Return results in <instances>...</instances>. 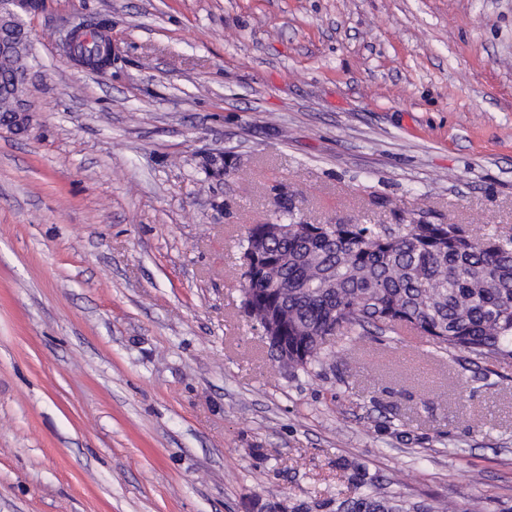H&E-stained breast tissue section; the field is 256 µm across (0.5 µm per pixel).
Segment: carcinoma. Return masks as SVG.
Instances as JSON below:
<instances>
[{
  "instance_id": "cac0c4a2",
  "label": "carcinoma",
  "mask_w": 512,
  "mask_h": 512,
  "mask_svg": "<svg viewBox=\"0 0 512 512\" xmlns=\"http://www.w3.org/2000/svg\"><path fill=\"white\" fill-rule=\"evenodd\" d=\"M251 285L258 326L278 319L269 342L288 370L329 358L327 337L408 327L449 357L512 359V234L473 236L460 224H289L267 239ZM349 494L263 504L259 512H453L417 499L345 460Z\"/></svg>"
}]
</instances>
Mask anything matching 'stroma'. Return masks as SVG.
I'll use <instances>...</instances> for the list:
<instances>
[{"instance_id":"stroma-1","label":"stroma","mask_w":512,"mask_h":512,"mask_svg":"<svg viewBox=\"0 0 512 512\" xmlns=\"http://www.w3.org/2000/svg\"><path fill=\"white\" fill-rule=\"evenodd\" d=\"M105 20L112 67L58 28ZM0 129V512H253L340 459L512 505V361L334 336L289 374L242 240L296 224L512 232V0H43ZM86 19L83 17L74 18L66 28L60 30L61 48L64 53L76 61V64L82 68L93 72H104L112 65V39L108 35L107 30L100 31L97 34L99 43V53L97 56L89 58L80 56L72 51L74 43L94 30L85 22ZM16 51V44L13 41V38L6 37L1 32L0 34V69L1 67L5 70H11L12 72V83L14 88L17 89L14 99L12 102V106L10 105V101L7 96L3 95V89L6 84V77L4 75H0V114L3 115L5 112L7 114L5 118H3L2 122L0 119V128H5L11 131H16L17 129H21L22 133L27 132L30 127V108L29 104L26 100V91L27 84L29 80V67H27L24 71L14 69V56ZM20 87L25 88V93L20 94L18 89ZM10 107L12 112H10Z\"/></svg>"}]
</instances>
